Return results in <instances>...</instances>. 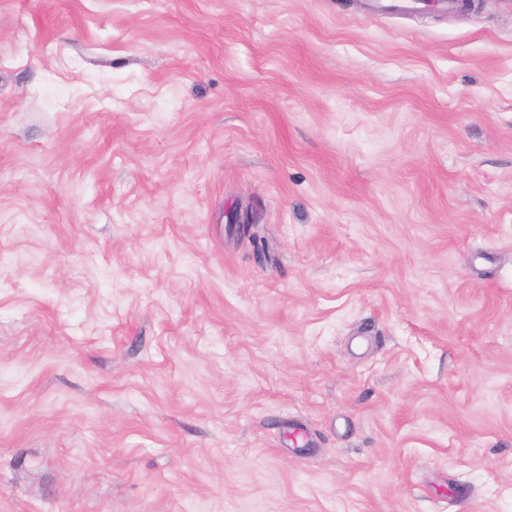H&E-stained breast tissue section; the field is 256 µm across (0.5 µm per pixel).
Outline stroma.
I'll return each mask as SVG.
<instances>
[{
    "label": "stroma",
    "instance_id": "1",
    "mask_svg": "<svg viewBox=\"0 0 512 512\" xmlns=\"http://www.w3.org/2000/svg\"><path fill=\"white\" fill-rule=\"evenodd\" d=\"M0 512H512V0H0Z\"/></svg>",
    "mask_w": 512,
    "mask_h": 512
}]
</instances>
